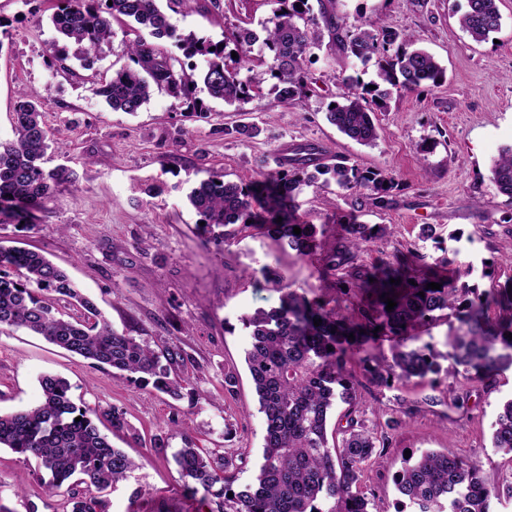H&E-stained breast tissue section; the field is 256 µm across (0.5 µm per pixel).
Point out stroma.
<instances>
[{"instance_id":"35a3bbf8","label":"stroma","mask_w":512,"mask_h":512,"mask_svg":"<svg viewBox=\"0 0 512 512\" xmlns=\"http://www.w3.org/2000/svg\"><path fill=\"white\" fill-rule=\"evenodd\" d=\"M54 0H0V140L13 136L12 112L20 90L34 92L53 132V164L72 169L75 180L44 200L35 227L21 231L0 224V239L19 240L44 251L67 269L96 303L114 330L173 343L194 357L176 373L203 399L190 403L140 390L123 376L91 366L80 356L24 331L0 333V411L36 406L39 379L67 378L87 407L116 405L127 412L134 434L113 435L112 443L140 461L127 480L103 495L105 512H185L188 501L172 459L155 455V434L173 429L170 452L192 441L233 460L237 485L250 483L261 460L264 422L244 353L250 336L243 315L279 303L280 293L264 271L282 273L290 287L308 299L350 311L356 301L337 296L332 279L319 273V257L303 258L287 245L252 229L249 236L217 250L205 244L200 221L186 195L201 180L220 176L246 182L262 162L312 144L362 168L380 169L398 182L391 203L355 209L352 195L308 187L300 195L305 221L337 234L350 213L365 224L392 226L391 235L359 253L367 265L377 257L417 250L427 259L441 253L454 268L479 273L480 288L512 280V203L491 179V164L512 144V0L499 4L502 26L492 38L474 42L459 26L467 0H334L348 23L362 17L394 25L402 39L432 52L446 69V80L425 91L391 89L376 112L379 138L368 147L330 125L326 106L344 93L332 74L355 68V61L315 49L307 67L318 83L299 105L281 104L271 84L234 110L208 99L209 113L187 116L181 100L154 92L139 112L112 111L91 92L94 81L127 63L126 35L116 29L103 45L93 69L71 61L70 72L50 68L58 35L49 17ZM271 0H225L215 21L195 9L171 15L183 31L232 44L236 26L271 15ZM253 124L256 137L241 140L224 127ZM186 129L174 140L176 129ZM432 225L436 240H420L422 225ZM491 276H482V268ZM239 374L235 398L215 406L225 369ZM356 409L367 428L383 416L398 415L403 401L414 413L367 466L364 484L391 505L399 494L393 477L406 453L448 449L478 460L488 481L512 474V458L491 446L498 404L512 396V368L490 381L467 383L439 375L431 386L385 387L371 383L361 366ZM462 397L463 407H428V394ZM232 439H225V428ZM49 477L34 461L0 448V504L11 512H66L62 495L51 492Z\"/></svg>"}]
</instances>
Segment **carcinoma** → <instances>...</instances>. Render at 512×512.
Listing matches in <instances>:
<instances>
[{"instance_id": "carcinoma-1", "label": "carcinoma", "mask_w": 512, "mask_h": 512, "mask_svg": "<svg viewBox=\"0 0 512 512\" xmlns=\"http://www.w3.org/2000/svg\"><path fill=\"white\" fill-rule=\"evenodd\" d=\"M189 2L166 0L164 11L159 0H57L50 21L63 39L77 45L74 56L85 67L112 41L113 23L128 25L132 32L139 26L150 30L154 40L138 35L126 43L129 65L91 88L112 110L128 114L137 113L157 89L184 99L191 113L201 116L207 107L196 97L200 82L211 98L238 111L272 80L279 102L293 106L317 82L305 63L325 33L346 56L363 64L375 61L378 78L391 86L417 90L438 86L445 78V68L433 54L398 42L394 28L375 30L362 19L349 25L324 0H316L318 18L309 0H274L273 16L262 24L270 64L263 71L254 69L249 53L257 35L240 27L234 41L238 63L230 67L220 44L170 22L167 12L179 13ZM498 2L467 0L460 26L474 41L500 29ZM163 38L175 41L180 54L156 43ZM198 58L204 60L199 71L193 64ZM344 83L347 92L327 108L326 119L348 138L373 145L378 127L370 101L359 91L360 76L350 75ZM13 134V139L0 142V224L30 225L40 203L72 183L73 173L64 165L47 167L50 132L30 91L17 96ZM315 151L305 146L292 156L278 157L274 168L248 182L215 177L201 181L187 199L204 222L199 230L206 240L228 245L242 231L259 226L309 257L317 230L299 214L303 188L333 184L341 192H364L375 207L387 203L394 177L335 155L316 162L311 158ZM491 173L499 193L512 201V145L502 149ZM295 226L301 229L298 235ZM387 234L386 225L360 224L351 217L342 233L324 243L322 275L354 263L365 244ZM423 259L410 251L336 278V293L359 299L350 314L308 300L282 284L277 272L268 271L267 278L280 291L278 306L259 308L243 319L251 336L245 363L265 421L258 473L253 483L236 488L231 461L187 441L172 455L183 493L194 497L204 491L201 502L215 504L210 512H386L364 490V471L414 409L407 406L400 415L386 418L378 434L368 429L356 415L350 364L358 361L372 382L386 387H405L443 370L474 379L512 367V339L507 337L512 333V283L486 291L458 276L445 277L441 269L451 264L446 256L418 275L415 267ZM431 282L441 284L440 289L427 287ZM389 298L397 302L390 312L385 303ZM70 308L77 314L67 313ZM441 318L455 320L444 352L420 343L418 336L422 326ZM316 319L322 323L314 325ZM6 328L37 334L94 367L125 374L137 387L150 386L174 397L184 389L172 376L174 365L193 361L178 346L156 350L146 337L117 333L66 271L40 249L0 241V332ZM378 338L390 339L389 353L373 351ZM443 361L448 362L445 369ZM39 383L37 406L0 412V448L33 458L37 470L49 475V488L67 493L71 512H102L100 493L126 480L141 463L113 447L98 423L107 422L114 432L133 427L118 406L97 412L76 404L70 383L62 377L44 375ZM339 402L348 408L329 435L328 420ZM491 444L512 454V398L498 409ZM395 485L410 512H488L492 499L512 498L511 479L490 484L477 461L450 450H427L406 459Z\"/></svg>"}]
</instances>
